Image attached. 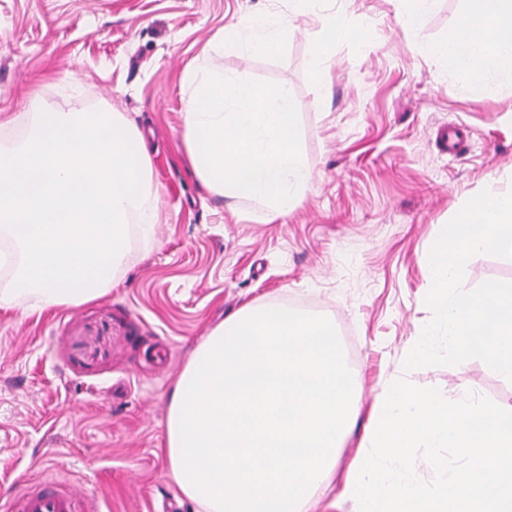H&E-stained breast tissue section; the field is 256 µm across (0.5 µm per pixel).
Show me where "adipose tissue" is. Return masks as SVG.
Returning <instances> with one entry per match:
<instances>
[{"instance_id": "1", "label": "adipose tissue", "mask_w": 512, "mask_h": 512, "mask_svg": "<svg viewBox=\"0 0 512 512\" xmlns=\"http://www.w3.org/2000/svg\"><path fill=\"white\" fill-rule=\"evenodd\" d=\"M304 12L316 16L325 38L315 44L311 74L320 92L328 84L322 68L337 40L347 34L341 14L324 12L319 0H302ZM467 6L447 39L433 44L449 75L465 76L487 89L512 88V0H466ZM297 27L296 17L274 12L255 15L245 26L228 25L219 39L260 55L279 52Z\"/></svg>"}]
</instances>
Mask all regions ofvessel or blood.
<instances>
[{
  "label": "vessel or blood",
  "mask_w": 512,
  "mask_h": 512,
  "mask_svg": "<svg viewBox=\"0 0 512 512\" xmlns=\"http://www.w3.org/2000/svg\"><path fill=\"white\" fill-rule=\"evenodd\" d=\"M0 512H99V507L70 484L41 482L7 499Z\"/></svg>",
  "instance_id": "vessel-or-blood-1"
}]
</instances>
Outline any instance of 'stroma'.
Instances as JSON below:
<instances>
[{
    "label": "stroma",
    "instance_id": "1",
    "mask_svg": "<svg viewBox=\"0 0 512 512\" xmlns=\"http://www.w3.org/2000/svg\"><path fill=\"white\" fill-rule=\"evenodd\" d=\"M332 7L353 36L325 59L323 103L309 68L322 32L298 0H0V114H124L150 149L156 216L101 299L0 308V500L52 477L95 496L101 512H201L170 472L169 395L197 345L249 304L329 318L356 374L355 426L306 512H352L343 479L391 377L451 401L472 392L512 405V381L481 360L404 368L433 315L423 257L439 225L482 190L512 189V89L449 76L428 53L465 0H436L409 31L395 0ZM265 11L300 17L279 54L216 41ZM194 68L293 88L312 180L287 215L228 208L190 170L181 114ZM491 279L512 280V260L475 255L462 286Z\"/></svg>",
    "mask_w": 512,
    "mask_h": 512
}]
</instances>
